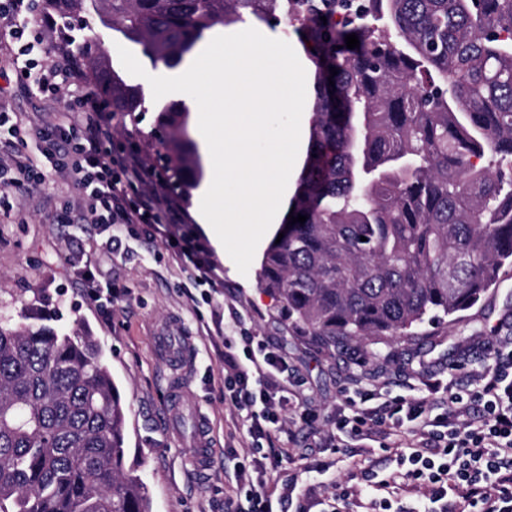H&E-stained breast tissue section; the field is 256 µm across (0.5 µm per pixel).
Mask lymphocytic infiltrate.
Returning a JSON list of instances; mask_svg holds the SVG:
<instances>
[{"label": "lymphocytic infiltrate", "instance_id": "1", "mask_svg": "<svg viewBox=\"0 0 512 512\" xmlns=\"http://www.w3.org/2000/svg\"><path fill=\"white\" fill-rule=\"evenodd\" d=\"M40 0H0V52H7L22 87L54 95L76 86L68 109L77 121H61L40 136L36 150L69 179L78 194L84 224H103L111 235L107 253L128 250L133 224H181L178 200L158 195V175L137 147L113 152L115 116L107 99L87 87L82 58L72 49L75 30L65 15L41 11ZM225 384L233 403L249 414L245 436L259 456L242 460L245 504L225 496L224 512H284L295 484L279 485L276 473L290 460L277 446L278 409L288 390V364L264 343L247 337L241 351L224 352ZM395 441L396 467L370 480L373 501L390 508L409 484L426 488L438 512H512V345L496 348L475 387L431 388L422 398L398 397L336 419L335 448L359 456L353 441Z\"/></svg>", "mask_w": 512, "mask_h": 512}]
</instances>
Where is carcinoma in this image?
I'll use <instances>...</instances> for the list:
<instances>
[{"label":"carcinoma","instance_id":"cac0c4a2","mask_svg":"<svg viewBox=\"0 0 512 512\" xmlns=\"http://www.w3.org/2000/svg\"><path fill=\"white\" fill-rule=\"evenodd\" d=\"M52 2L96 13L171 70L216 25L295 26L316 66L310 157L291 201L307 219L282 225L260 269L294 335L327 350L413 336L512 267V0ZM81 50L112 111H148L96 40ZM156 112L168 179L199 184L188 110ZM124 423L90 332L0 317V512H151L146 484L122 468Z\"/></svg>","mask_w":512,"mask_h":512}]
</instances>
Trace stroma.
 Segmentation results:
<instances>
[{"label": "stroma", "mask_w": 512, "mask_h": 512, "mask_svg": "<svg viewBox=\"0 0 512 512\" xmlns=\"http://www.w3.org/2000/svg\"><path fill=\"white\" fill-rule=\"evenodd\" d=\"M31 96L12 71L0 76V102L23 116L30 134L53 125L71 98ZM188 126L201 155L202 178L179 199L185 223L174 226L187 240L203 238L200 203L213 175L207 143L198 128L199 112L188 102ZM44 181L5 188L0 207V313L23 315L25 323L54 316L69 333L88 328L101 344L126 407L123 469L142 476L151 512H224V496L235 491L244 413L224 396V345L254 336L288 360L290 394L280 413L281 439L291 440L294 463L283 464L281 482L299 472L298 457L326 463L343 486L363 491L365 480L348 456L323 449L339 410H357L364 395L376 402L421 396L426 383L466 380L488 363L489 352L512 336V268L454 323L430 324L418 336L385 344L345 341L334 351L292 335L280 303L260 287L261 260L240 273L227 252H211L213 285L194 284L195 270L174 260L162 235L138 224L130 252L108 255L109 230L100 224H65L58 217L74 200L68 181L40 162ZM239 312L234 323L231 312ZM187 338L190 365L174 372L155 345L159 334ZM192 402L183 422L170 425L168 404L175 383ZM203 420L214 459L207 478L194 477L189 463L196 420Z\"/></svg>", "instance_id": "35a3bbf8"}]
</instances>
